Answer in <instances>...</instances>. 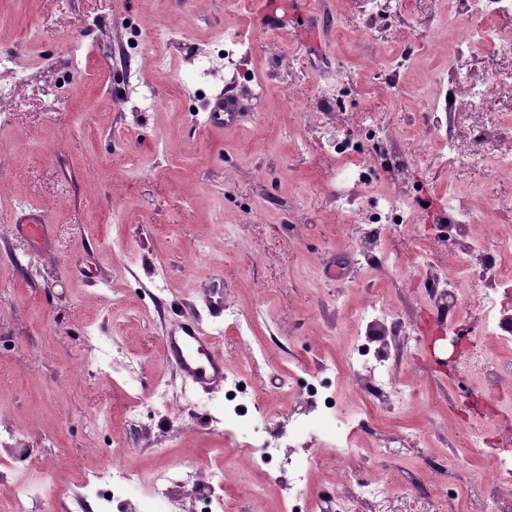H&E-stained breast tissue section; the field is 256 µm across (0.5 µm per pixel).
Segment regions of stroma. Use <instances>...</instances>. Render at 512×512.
I'll return each instance as SVG.
<instances>
[{"instance_id":"obj_1","label":"stroma","mask_w":512,"mask_h":512,"mask_svg":"<svg viewBox=\"0 0 512 512\" xmlns=\"http://www.w3.org/2000/svg\"><path fill=\"white\" fill-rule=\"evenodd\" d=\"M317 18L288 15L289 39L256 30L248 0H0V512H10L25 469L12 456L48 461L40 502L79 512L87 479L102 464L149 473L159 464L194 479L223 470L224 512L323 508L318 491H356L360 478L387 483L376 512H463L488 458L466 442L465 393L512 399V347L470 335L456 370L438 368L429 341L474 327L471 287L453 318L437 313L425 280L471 256L441 241L439 216L471 209L500 239L512 237V175L480 160L481 118L455 117L461 153L440 158L436 104H463L447 75L448 35L459 15L448 0H391L384 33L362 28L365 0H317ZM155 33L160 49L138 47ZM180 99H172L171 88ZM250 117L224 129L204 120L224 90ZM333 90L338 104L326 103ZM392 140L346 152L331 138L360 130L366 116ZM410 165L387 170L396 157ZM355 205L337 210L336 172ZM397 190L413 200L405 224L376 243L394 264L368 265L360 226L372 197ZM44 210L49 235L30 237L29 209ZM225 314L214 315L213 292ZM379 296L429 336H394L390 323L353 313ZM188 318L218 337L227 381L197 393L163 364L158 340ZM252 331L239 337L240 320ZM372 337L389 355L386 396L366 382L330 378L347 346ZM505 368L492 390L470 354ZM166 401H153L157 386ZM242 410L228 430L212 425L226 393ZM333 393L349 424L340 442L354 454L298 437L293 455H316L311 482L280 470L274 498L251 495L266 481L245 450L276 445L292 418L323 408Z\"/></svg>"}]
</instances>
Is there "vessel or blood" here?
<instances>
[{"instance_id": "1", "label": "vessel or blood", "mask_w": 512, "mask_h": 512, "mask_svg": "<svg viewBox=\"0 0 512 512\" xmlns=\"http://www.w3.org/2000/svg\"><path fill=\"white\" fill-rule=\"evenodd\" d=\"M253 23L266 32H284L285 26L277 15L274 0H251ZM241 105L231 95L217 98L207 116L210 126L219 127L236 122ZM162 358L168 366L179 370L194 389L208 392L224 383V353L215 337L205 335L190 320L171 324L160 339Z\"/></svg>"}]
</instances>
